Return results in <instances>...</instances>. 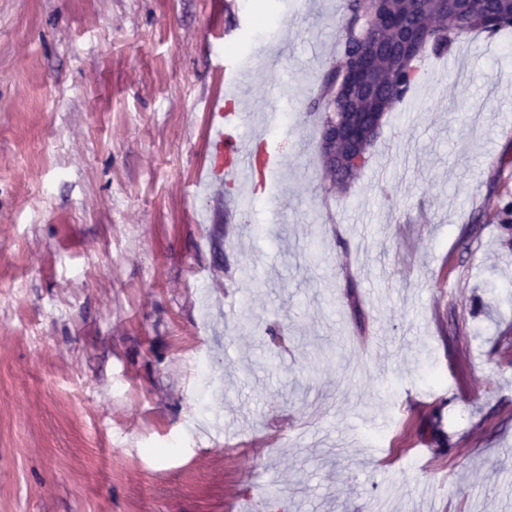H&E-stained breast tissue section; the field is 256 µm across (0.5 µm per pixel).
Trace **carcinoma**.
I'll list each match as a JSON object with an SVG mask.
<instances>
[{
  "label": "carcinoma",
  "mask_w": 512,
  "mask_h": 512,
  "mask_svg": "<svg viewBox=\"0 0 512 512\" xmlns=\"http://www.w3.org/2000/svg\"><path fill=\"white\" fill-rule=\"evenodd\" d=\"M473 11L466 13L445 12L439 9L434 0H423V8L417 14L422 25L432 22L441 24L433 32L427 48L436 55L452 51L455 44L466 39L473 32H484L489 36L500 30L512 27V4L506 0H472ZM379 5L375 0H346L342 18L343 35L339 42V55L342 61L355 57L363 43L364 35H372L377 25ZM397 31L393 27L383 29L376 41L381 51L375 61V70L380 92L378 97L369 100L361 98L357 103L345 106L341 101V87L344 72L341 66H332L323 73L319 96L306 106L307 114L316 116L321 126V151L327 155L329 130L337 123L356 126L359 139L335 146L336 152L347 157L359 152L364 163L351 165L332 164L323 160L325 168L333 175V184L338 188H348L369 162L368 150L375 140L373 130L382 124L386 112L402 102L414 90L420 80V72L414 61L401 62L395 44ZM498 224L508 235H512V199L502 198L495 205Z\"/></svg>",
  "instance_id": "cac0c4a2"
}]
</instances>
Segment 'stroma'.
I'll return each instance as SVG.
<instances>
[{"instance_id":"stroma-1","label":"stroma","mask_w":512,"mask_h":512,"mask_svg":"<svg viewBox=\"0 0 512 512\" xmlns=\"http://www.w3.org/2000/svg\"><path fill=\"white\" fill-rule=\"evenodd\" d=\"M243 2L0 0V512H512V28L424 55L340 192L345 0ZM263 50L282 163L191 197Z\"/></svg>"}]
</instances>
